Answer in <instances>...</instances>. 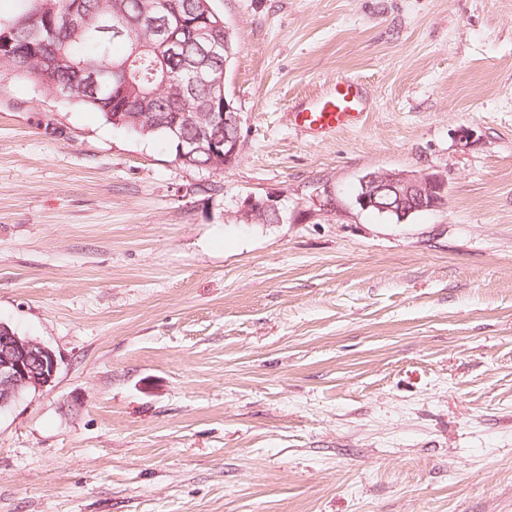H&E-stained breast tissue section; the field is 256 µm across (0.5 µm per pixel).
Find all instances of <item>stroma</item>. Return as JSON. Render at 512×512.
I'll return each mask as SVG.
<instances>
[{
	"mask_svg": "<svg viewBox=\"0 0 512 512\" xmlns=\"http://www.w3.org/2000/svg\"><path fill=\"white\" fill-rule=\"evenodd\" d=\"M211 4L220 173L0 66V322L60 359L0 411V512H512V0ZM343 77L361 125L289 123ZM382 171L445 206L361 210ZM446 179L438 173L382 172L366 175L357 204L363 210L374 208L401 220L406 213L436 210L446 203ZM397 212V213H396ZM279 202L280 196H247L235 212V218L240 223L253 224L262 222L269 215L278 217L280 213Z\"/></svg>",
	"mask_w": 512,
	"mask_h": 512,
	"instance_id": "obj_1",
	"label": "stroma"
}]
</instances>
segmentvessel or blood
<instances>
[{"mask_svg":"<svg viewBox=\"0 0 512 512\" xmlns=\"http://www.w3.org/2000/svg\"><path fill=\"white\" fill-rule=\"evenodd\" d=\"M367 112L365 90L359 80L347 78L303 100L291 114L295 126L316 137L352 129Z\"/></svg>","mask_w":512,"mask_h":512,"instance_id":"1","label":"vessel or blood"}]
</instances>
